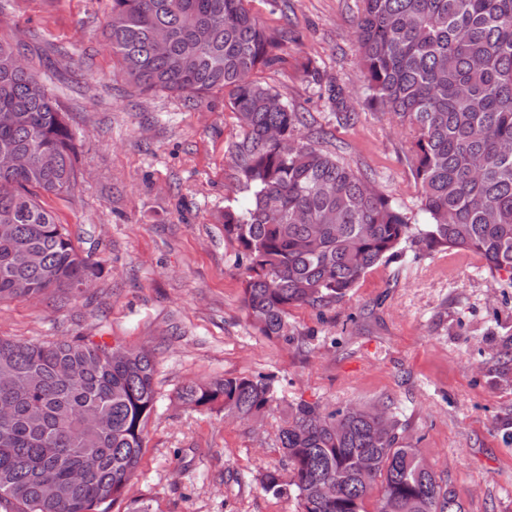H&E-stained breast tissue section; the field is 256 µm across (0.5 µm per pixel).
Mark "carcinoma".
<instances>
[{
    "instance_id": "cac0c4a2",
    "label": "carcinoma",
    "mask_w": 512,
    "mask_h": 512,
    "mask_svg": "<svg viewBox=\"0 0 512 512\" xmlns=\"http://www.w3.org/2000/svg\"><path fill=\"white\" fill-rule=\"evenodd\" d=\"M357 51L373 109L405 129L420 192L419 223L375 180L301 141L302 117L254 75L280 62L288 30L264 26L249 0H112L104 35L118 76L142 94L188 100L223 93L242 138L234 144L249 206L224 207V238L244 270L250 325L300 341L292 310L322 311L406 245L460 255L512 285V0H360ZM20 46L0 37V303L67 299L101 274L41 195L78 185L79 144L60 96ZM329 102L344 111L334 82ZM157 357L86 337L48 342L0 336V507L8 512H152L130 500L155 411ZM179 400L249 422L272 410L265 375L200 379ZM353 406L299 402L277 436L281 469L260 474L267 492L294 495L299 512H465L407 425L386 405L385 430ZM369 454L375 470L363 477ZM375 499L374 510L365 508Z\"/></svg>"
}]
</instances>
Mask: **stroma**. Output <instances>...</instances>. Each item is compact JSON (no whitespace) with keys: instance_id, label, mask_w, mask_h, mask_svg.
Segmentation results:
<instances>
[{"instance_id":"obj_1","label":"stroma","mask_w":512,"mask_h":512,"mask_svg":"<svg viewBox=\"0 0 512 512\" xmlns=\"http://www.w3.org/2000/svg\"><path fill=\"white\" fill-rule=\"evenodd\" d=\"M250 7L266 27L300 37L258 81L300 112L303 134L322 132L325 146L418 211L406 132L366 104L358 0H289L284 13L268 0ZM108 8V0H14L0 23V37L23 42L26 60L65 93L82 178L71 195L44 201L104 267L69 303L0 304V336H85L155 351L158 402L131 489L154 512H298L292 494L264 491L258 478L281 467L275 436L299 401L329 410L390 404L466 512H512L504 427L512 387L486 373L512 335V284L412 247L367 273L345 302L295 310L305 348L259 335L243 308L235 246L224 238L225 205L250 199L231 154L242 135L236 116L223 94L196 103L144 96L116 76L102 35ZM62 47L68 58H59ZM307 61L316 76L305 74ZM329 79L354 121L337 123L320 90ZM257 374L273 378L276 402L247 425L175 399L193 379Z\"/></svg>"}]
</instances>
